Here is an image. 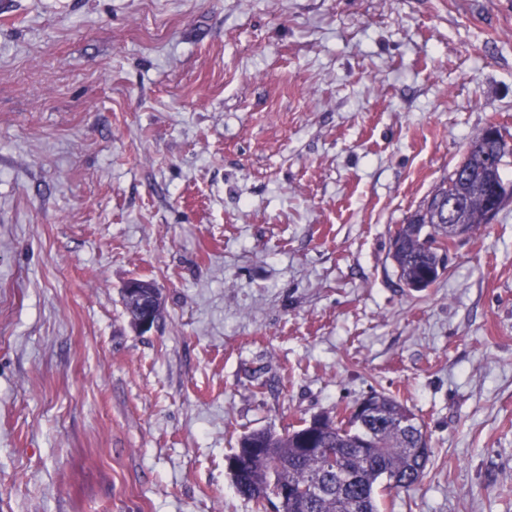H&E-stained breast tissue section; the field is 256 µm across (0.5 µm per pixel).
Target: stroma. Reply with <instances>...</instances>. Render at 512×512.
<instances>
[{"label":"stroma","instance_id":"stroma-1","mask_svg":"<svg viewBox=\"0 0 512 512\" xmlns=\"http://www.w3.org/2000/svg\"><path fill=\"white\" fill-rule=\"evenodd\" d=\"M491 123L512 0H0V512H255L237 438L373 391L431 450L387 512H512V202L390 255Z\"/></svg>","mask_w":512,"mask_h":512}]
</instances>
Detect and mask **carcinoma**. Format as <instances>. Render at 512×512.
<instances>
[{
    "label": "carcinoma",
    "instance_id": "carcinoma-1",
    "mask_svg": "<svg viewBox=\"0 0 512 512\" xmlns=\"http://www.w3.org/2000/svg\"><path fill=\"white\" fill-rule=\"evenodd\" d=\"M467 151L469 171L454 170L433 194L448 193L462 202L459 219L472 236L493 220L489 189L509 186L502 171L512 146L502 135L482 130ZM450 223L437 219L433 209L423 213L418 208L405 218L391 242L404 286L419 283L426 289L440 278L438 270H446L455 244ZM370 400L373 415L354 412L353 404L318 416L322 427L311 438L305 424L240 436L236 447L256 452L240 457L238 470L231 473L237 492L258 508L272 505L274 512H382L384 492L408 491L422 480L429 439L421 424L400 428V419L415 414L395 398L374 392ZM315 481L331 492L309 494Z\"/></svg>",
    "mask_w": 512,
    "mask_h": 512
}]
</instances>
